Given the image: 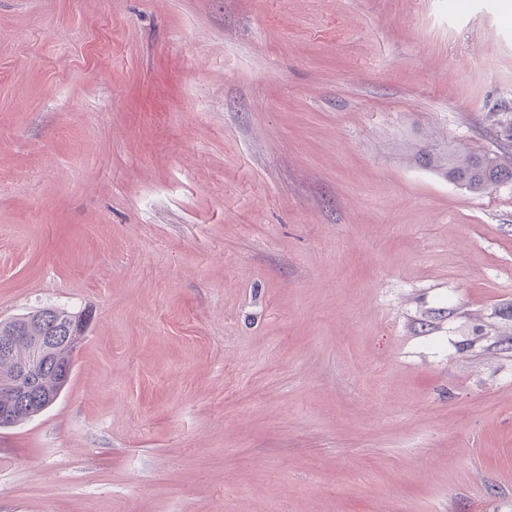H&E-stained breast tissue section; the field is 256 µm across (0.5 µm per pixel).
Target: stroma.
Segmentation results:
<instances>
[{"label": "stroma", "mask_w": 512, "mask_h": 512, "mask_svg": "<svg viewBox=\"0 0 512 512\" xmlns=\"http://www.w3.org/2000/svg\"><path fill=\"white\" fill-rule=\"evenodd\" d=\"M512 0H0V321L86 315L0 512H512ZM415 161L443 171L445 177L472 193L512 181V166L505 167L497 156L487 152H458L448 145L446 149L419 150Z\"/></svg>", "instance_id": "obj_1"}]
</instances>
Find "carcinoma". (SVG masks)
Returning a JSON list of instances; mask_svg holds the SVG:
<instances>
[{"label": "carcinoma", "instance_id": "carcinoma-1", "mask_svg": "<svg viewBox=\"0 0 512 512\" xmlns=\"http://www.w3.org/2000/svg\"><path fill=\"white\" fill-rule=\"evenodd\" d=\"M415 161L443 172L449 180L472 193L512 181V166H504L497 156L487 152H458L451 147L431 148L418 151ZM75 319L77 316L67 311L44 307L0 323V332L17 327L23 329L26 336H57ZM29 352V342L21 338L14 341L9 358H0V427L14 426L41 413L65 389L54 372L48 369L42 376V393L37 402L27 405L13 402L12 393L6 386L13 380L15 368L27 360Z\"/></svg>", "mask_w": 512, "mask_h": 512}]
</instances>
